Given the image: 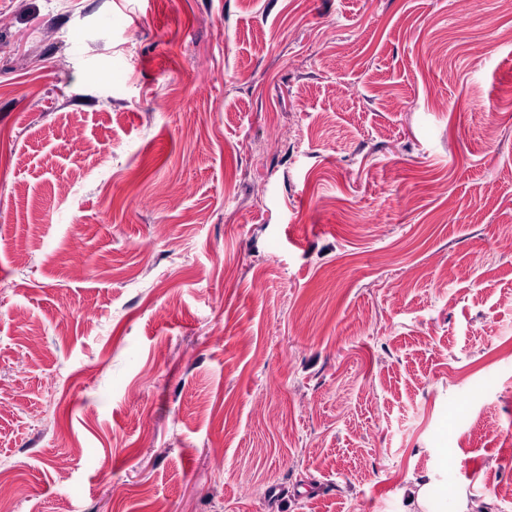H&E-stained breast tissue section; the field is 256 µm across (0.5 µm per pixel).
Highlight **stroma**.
<instances>
[{"label": "stroma", "instance_id": "1", "mask_svg": "<svg viewBox=\"0 0 512 512\" xmlns=\"http://www.w3.org/2000/svg\"><path fill=\"white\" fill-rule=\"evenodd\" d=\"M509 240L512 0H0L10 512H512ZM415 489H411V495L408 499L409 504L402 512H416L410 510V505L415 503L418 506H428L431 502L438 501L437 485L434 482L415 483Z\"/></svg>", "mask_w": 512, "mask_h": 512}]
</instances>
